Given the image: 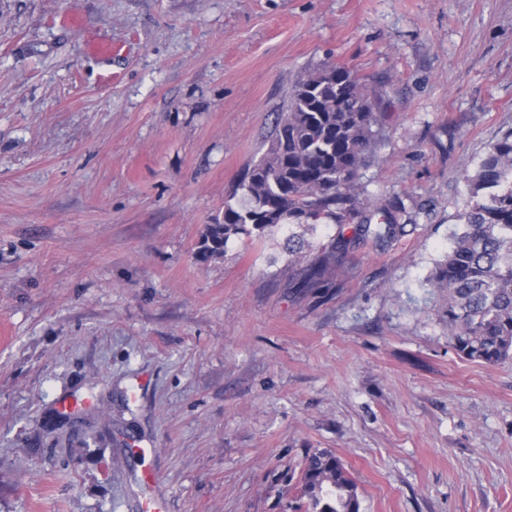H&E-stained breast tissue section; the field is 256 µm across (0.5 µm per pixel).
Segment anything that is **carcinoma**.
Wrapping results in <instances>:
<instances>
[{"label": "carcinoma", "instance_id": "carcinoma-1", "mask_svg": "<svg viewBox=\"0 0 512 512\" xmlns=\"http://www.w3.org/2000/svg\"><path fill=\"white\" fill-rule=\"evenodd\" d=\"M380 115L365 85L344 66L324 64L301 78L264 155L244 169L224 214L205 227L196 255H224L228 241L260 239L267 229L298 220L315 227L360 219L355 233L377 243L405 233L393 211L356 192L366 154L380 140ZM470 198L460 229L428 283L443 293L448 343L465 360L496 364L512 359V130L465 174ZM385 223L370 224L367 212ZM340 237L303 269L321 280L344 254ZM299 512H359L356 486L335 455L318 451L303 461Z\"/></svg>", "mask_w": 512, "mask_h": 512}]
</instances>
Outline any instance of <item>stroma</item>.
I'll return each instance as SVG.
<instances>
[{
  "mask_svg": "<svg viewBox=\"0 0 512 512\" xmlns=\"http://www.w3.org/2000/svg\"><path fill=\"white\" fill-rule=\"evenodd\" d=\"M325 63L376 100L358 183L405 234L200 261ZM511 129L512 0H0V512H293L315 451L360 512H512V359L461 358L428 285ZM340 234H338V236H340ZM335 240L336 238H333L331 244L324 247L322 253L312 259L303 269L304 278L308 283H316L321 280L344 254L349 240L345 239L343 234L340 238Z\"/></svg>",
  "mask_w": 512,
  "mask_h": 512,
  "instance_id": "stroma-1",
  "label": "stroma"
}]
</instances>
